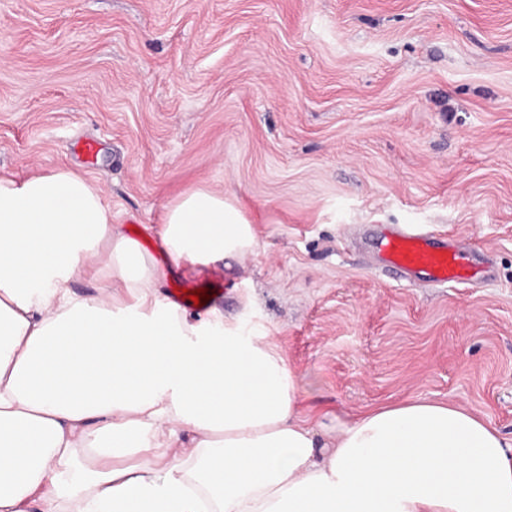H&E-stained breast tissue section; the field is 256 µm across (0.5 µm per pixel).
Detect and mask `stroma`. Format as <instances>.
<instances>
[{
    "instance_id": "obj_1",
    "label": "stroma",
    "mask_w": 512,
    "mask_h": 512,
    "mask_svg": "<svg viewBox=\"0 0 512 512\" xmlns=\"http://www.w3.org/2000/svg\"><path fill=\"white\" fill-rule=\"evenodd\" d=\"M61 165L164 292L218 285L324 432L421 397L512 437V0H0V169ZM198 184L258 239L215 275L155 250L163 204ZM385 226L461 238L493 277L394 278Z\"/></svg>"
}]
</instances>
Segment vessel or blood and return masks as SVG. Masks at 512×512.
Listing matches in <instances>:
<instances>
[{"instance_id":"vessel-or-blood-1","label":"vessel or blood","mask_w":512,"mask_h":512,"mask_svg":"<svg viewBox=\"0 0 512 512\" xmlns=\"http://www.w3.org/2000/svg\"><path fill=\"white\" fill-rule=\"evenodd\" d=\"M374 249L382 264L407 278L435 286L469 284L466 249L459 240L416 229L378 232Z\"/></svg>"}]
</instances>
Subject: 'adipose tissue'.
<instances>
[{"mask_svg":"<svg viewBox=\"0 0 512 512\" xmlns=\"http://www.w3.org/2000/svg\"><path fill=\"white\" fill-rule=\"evenodd\" d=\"M158 236L189 273L258 245L202 185ZM164 277L82 173L0 174V512H512V438L486 415L418 397L320 438L277 347L190 319Z\"/></svg>","mask_w":512,"mask_h":512,"instance_id":"ef3b65f1","label":"adipose tissue"}]
</instances>
